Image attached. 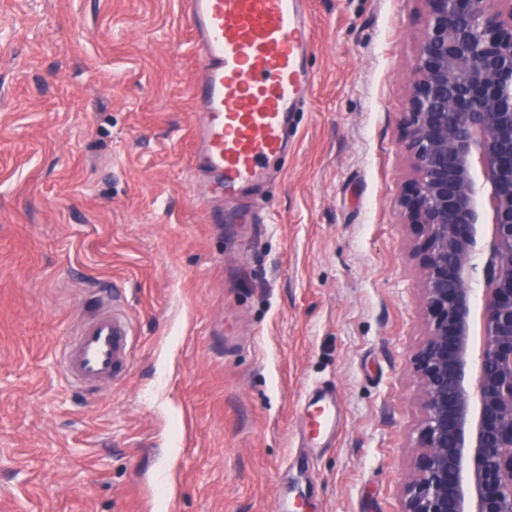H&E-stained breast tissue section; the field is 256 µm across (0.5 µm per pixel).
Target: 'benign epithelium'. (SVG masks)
Listing matches in <instances>:
<instances>
[{
    "label": "benign epithelium",
    "instance_id": "obj_1",
    "mask_svg": "<svg viewBox=\"0 0 512 512\" xmlns=\"http://www.w3.org/2000/svg\"><path fill=\"white\" fill-rule=\"evenodd\" d=\"M399 198L422 272L400 512H512V0H420Z\"/></svg>",
    "mask_w": 512,
    "mask_h": 512
}]
</instances>
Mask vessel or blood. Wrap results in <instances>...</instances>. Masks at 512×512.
I'll use <instances>...</instances> for the list:
<instances>
[{
	"instance_id": "vessel-or-blood-1",
	"label": "vessel or blood",
	"mask_w": 512,
	"mask_h": 512,
	"mask_svg": "<svg viewBox=\"0 0 512 512\" xmlns=\"http://www.w3.org/2000/svg\"><path fill=\"white\" fill-rule=\"evenodd\" d=\"M194 34L202 75L190 90L202 114L192 174L207 173L208 195L232 194L265 180L269 161L287 158L292 117L314 85L305 61L314 21L304 0H179ZM132 357L129 318L102 299L62 342L61 375L98 388L125 372ZM317 434L334 432L336 394L314 391Z\"/></svg>"
}]
</instances>
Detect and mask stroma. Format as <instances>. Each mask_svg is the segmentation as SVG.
I'll list each match as a JSON object with an SVG mask.
<instances>
[{
	"label": "stroma",
	"instance_id": "1",
	"mask_svg": "<svg viewBox=\"0 0 512 512\" xmlns=\"http://www.w3.org/2000/svg\"><path fill=\"white\" fill-rule=\"evenodd\" d=\"M307 111L269 186L201 203L179 0H0V512H399L420 272L398 200L420 0H308ZM264 227L243 224L245 206ZM118 291L111 387L55 351ZM335 441L304 439L314 387ZM309 406H316L315 413H319L317 436L326 435L336 429V394L333 391L316 390L309 397ZM326 410L329 416H326Z\"/></svg>",
	"mask_w": 512,
	"mask_h": 512
}]
</instances>
